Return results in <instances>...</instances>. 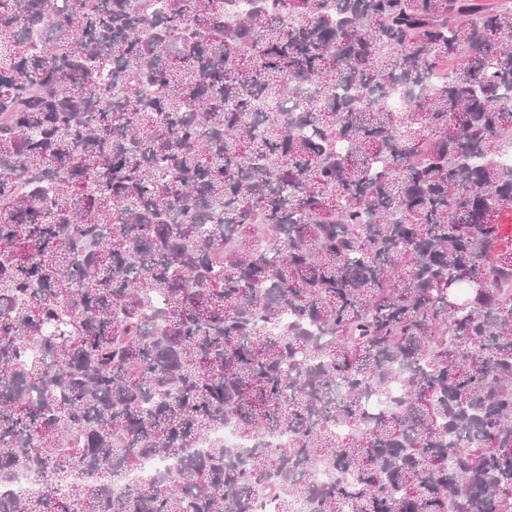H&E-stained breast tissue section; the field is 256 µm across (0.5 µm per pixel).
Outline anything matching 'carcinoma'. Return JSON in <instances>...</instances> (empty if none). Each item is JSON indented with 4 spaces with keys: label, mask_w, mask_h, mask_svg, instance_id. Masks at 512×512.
<instances>
[{
    "label": "carcinoma",
    "mask_w": 512,
    "mask_h": 512,
    "mask_svg": "<svg viewBox=\"0 0 512 512\" xmlns=\"http://www.w3.org/2000/svg\"><path fill=\"white\" fill-rule=\"evenodd\" d=\"M505 151L512 0H0V512H512Z\"/></svg>",
    "instance_id": "obj_1"
}]
</instances>
